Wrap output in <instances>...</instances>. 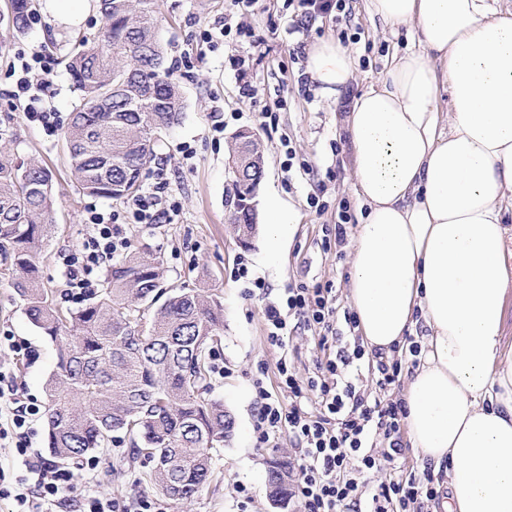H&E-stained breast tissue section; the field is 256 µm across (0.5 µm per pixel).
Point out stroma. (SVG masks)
I'll return each mask as SVG.
<instances>
[{"label": "stroma", "instance_id": "stroma-1", "mask_svg": "<svg viewBox=\"0 0 512 512\" xmlns=\"http://www.w3.org/2000/svg\"><path fill=\"white\" fill-rule=\"evenodd\" d=\"M352 32L350 49L357 60L355 78L336 99L321 95L316 84H302L305 61H292L289 53L297 44L337 37L340 27L333 16L319 15L310 22L307 35L289 34L294 16L288 0H257L248 18L251 39L231 34L216 48L207 51L203 62L190 68H175L176 57L195 49L201 30L208 21L237 11L232 0H157L158 34L170 78L183 97L178 122L161 130L154 143L155 162L165 164L170 192L179 204L172 223L146 226L128 224L124 230L133 248L160 256L165 285L202 288L224 309V334L214 361L223 373H211V398L223 403L236 421L231 439L212 452L214 479L198 496L177 501L158 496L163 512H304L299 499H291L286 510L272 504L267 491V470L273 459L294 460L296 449L287 432L271 436L259 444L254 424L259 398L254 383L263 380L271 393H278L280 349L267 341L261 297L246 296L247 285L236 279L234 268L246 259L255 274L262 277L271 299H278L288 286L332 283L336 307L344 312L347 301L348 247L323 250V227L334 224L335 207L340 200H355L352 170L344 118L350 100L385 76L393 53L420 45L418 30L389 29L372 24L363 0H349ZM40 21L22 30L0 23V46L44 47L56 66L49 75L45 100L62 117H69L81 94L67 71V59L80 37L93 36L100 27L97 11H90L77 26L59 24L48 12L46 0H33ZM0 60V157L14 161H35L53 175L54 232L37 257L46 287L61 288V251L76 246L86 236L85 208L119 209L120 203L83 192L72 169L63 135L46 136L42 127L13 112ZM250 85L252 96L240 89ZM222 109L224 135L214 139L211 132L214 109ZM277 115L275 123H265L263 112ZM253 129L267 148L266 173L256 196L257 208H264L269 192L292 200L300 211L294 235L277 253L266 247L265 222H258L250 246H241L228 222L232 189L228 172L229 147L240 129ZM312 165V173L283 171L285 150L282 140ZM188 143L192 159H183L177 148ZM328 202L324 213L308 204L311 194ZM10 264L0 257V336L10 334L30 343L36 356L30 361L14 360L0 351V365L11 369L16 382L37 402L45 400V385L55 369L57 348L24 313L14 286ZM129 441L110 445L94 454L96 467L92 480L74 477L73 490L55 512H78L82 496L127 497L141 491L140 469H128ZM245 493H237V486Z\"/></svg>", "mask_w": 512, "mask_h": 512}]
</instances>
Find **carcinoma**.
Segmentation results:
<instances>
[{
	"label": "carcinoma",
	"instance_id": "1",
	"mask_svg": "<svg viewBox=\"0 0 512 512\" xmlns=\"http://www.w3.org/2000/svg\"><path fill=\"white\" fill-rule=\"evenodd\" d=\"M30 0H11L8 22L26 24ZM102 27L75 43L67 70L82 99L64 137L84 192L125 199L139 190L158 130L178 121L182 101L164 67L156 0H98ZM250 129L233 136L240 177L229 221L242 244L256 232L251 186L263 156ZM52 172L0 159V252L30 322L57 345L46 383L47 445L76 465L112 443L130 440L129 462L152 464L143 483L175 500L197 495L212 477L210 451L232 436L234 419L206 397L211 350L224 335L220 305L198 289L160 287V262L131 252L105 270V288L77 308H62L41 286L38 252L52 236ZM288 462L269 470L284 500Z\"/></svg>",
	"mask_w": 512,
	"mask_h": 512
}]
</instances>
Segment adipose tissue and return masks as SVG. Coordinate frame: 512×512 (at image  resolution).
Returning <instances> with one entry per match:
<instances>
[{
	"label": "adipose tissue",
	"mask_w": 512,
	"mask_h": 512,
	"mask_svg": "<svg viewBox=\"0 0 512 512\" xmlns=\"http://www.w3.org/2000/svg\"><path fill=\"white\" fill-rule=\"evenodd\" d=\"M419 30L418 49L356 96L345 131L362 213L347 299L366 350L420 347L406 426L443 475V512H512V351L503 304L512 214V11L496 0H364ZM321 94H341L352 53L307 49Z\"/></svg>",
	"instance_id": "obj_1"
}]
</instances>
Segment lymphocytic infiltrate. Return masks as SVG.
Returning <instances> with one entry per match:
<instances>
[{
	"label": "lymphocytic infiltrate",
	"instance_id": "f902f5d3",
	"mask_svg": "<svg viewBox=\"0 0 512 512\" xmlns=\"http://www.w3.org/2000/svg\"><path fill=\"white\" fill-rule=\"evenodd\" d=\"M55 60L41 50L17 51L7 72L14 77L11 94L15 111L39 122L47 136L62 128L60 115L45 104L46 84ZM154 184L125 200L121 210L88 206L87 236L75 248L60 252L63 292L72 303L95 294L101 270L124 253L130 241L123 224L172 223L178 210L169 192L165 168H156ZM336 294L332 284L286 288L283 297L265 305L267 340L284 348L295 333L314 332L325 355L311 375L301 378L287 360H279V391L257 386L260 399L255 431L258 443L287 431L299 455L292 465V488L305 512H422L425 501L438 498L430 472L405 474L386 483L370 484L371 471L391 466L405 451L403 433L406 403L390 391L406 365L405 359H385L366 353L354 329L357 319L346 314L345 328L335 321ZM369 362L374 389L362 384L358 368ZM0 440L11 439L23 457V469L13 477L0 472V482L12 483L13 499L21 512H53L70 489V470L29 459L32 424L42 415L39 405L24 397L12 376L0 372Z\"/></svg>",
	"mask_w": 512,
	"mask_h": 512
}]
</instances>
